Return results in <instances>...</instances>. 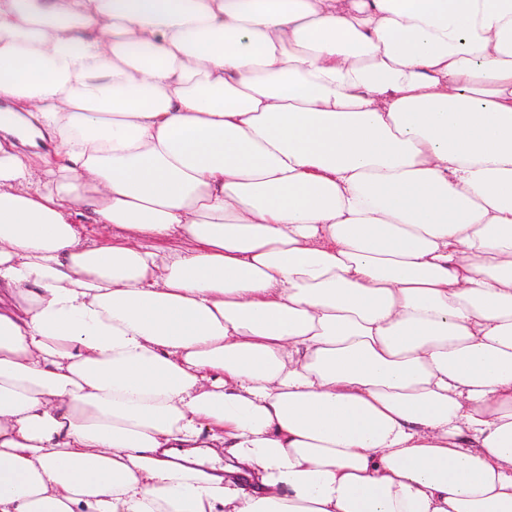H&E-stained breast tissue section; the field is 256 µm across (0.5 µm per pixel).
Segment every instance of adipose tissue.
<instances>
[{"label":"adipose tissue","instance_id":"1","mask_svg":"<svg viewBox=\"0 0 512 512\" xmlns=\"http://www.w3.org/2000/svg\"><path fill=\"white\" fill-rule=\"evenodd\" d=\"M0 101V512H512V0H0Z\"/></svg>","mask_w":512,"mask_h":512}]
</instances>
